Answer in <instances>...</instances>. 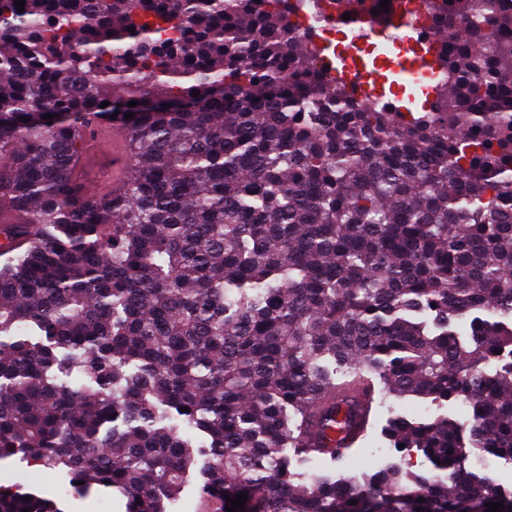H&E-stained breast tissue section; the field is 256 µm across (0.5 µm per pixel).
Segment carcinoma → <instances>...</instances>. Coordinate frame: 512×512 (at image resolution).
<instances>
[{
  "label": "carcinoma",
  "instance_id": "cac0c4a2",
  "mask_svg": "<svg viewBox=\"0 0 512 512\" xmlns=\"http://www.w3.org/2000/svg\"><path fill=\"white\" fill-rule=\"evenodd\" d=\"M425 6L470 28L413 112L328 84L295 0H0V460L126 512L201 459L202 512H512L472 467L512 460V0ZM103 121L133 164L105 199L75 174ZM383 396L471 409L382 429L440 475L294 467L351 457ZM26 508L61 512L0 490Z\"/></svg>",
  "mask_w": 512,
  "mask_h": 512
}]
</instances>
